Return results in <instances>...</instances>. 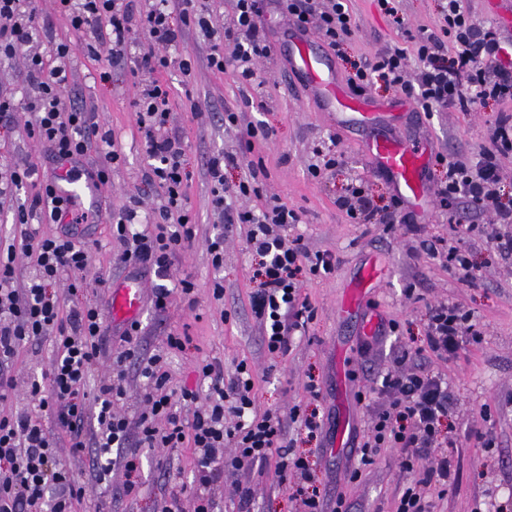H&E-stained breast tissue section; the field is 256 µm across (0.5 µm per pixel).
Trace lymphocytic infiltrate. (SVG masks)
Returning <instances> with one entry per match:
<instances>
[{
  "mask_svg": "<svg viewBox=\"0 0 512 512\" xmlns=\"http://www.w3.org/2000/svg\"><path fill=\"white\" fill-rule=\"evenodd\" d=\"M132 0H0V59L24 55L27 62L23 101L0 95V124L24 121L29 136L49 147L56 163H75L90 149L103 152L104 162L91 176L98 186H108L112 170L123 156L112 133L95 112L76 101H67L70 64L76 52L93 56L99 45L110 49L101 82L112 79L116 69L129 71L137 93L131 103L136 124L151 164L145 179L160 191L146 229L132 224L142 200L129 196L112 236L123 247L125 262L152 271L158 282L153 289L156 311H166L173 297L195 309L194 284L174 278V259L199 238L185 192L190 175L186 149L180 137L169 135L171 92L163 75L179 68L190 76V54L183 44L187 30H195L210 43L206 58L211 70L231 73L245 87L261 86L257 62L271 54L265 27L267 9L314 32L334 53H341L356 33L349 0H234L224 26H214L209 0H150L147 9L133 14ZM393 25L407 32L409 47L378 51L372 59L351 62L348 85L365 92L382 82L395 92L413 97L424 114L449 109L470 112L488 100L512 99V68L497 53L505 43L499 30L474 20L461 0H446L436 29L409 31L403 16L390 0H379ZM62 16L81 44L58 42L51 58L34 52L31 45L41 14ZM140 28L144 41L131 37ZM224 129L233 134L239 149L210 156L205 164L211 186V206L216 232L203 237L214 268L224 266V241L237 228H245L246 248L254 261L251 310L262 327L269 354L283 355L296 337L307 335L316 312L302 292V278L335 272L340 260L329 250H310L302 236H289L299 224V213L278 198L263 199L261 167L229 187L224 171L240 165L259 138H269L264 127L246 123L242 113L224 112ZM488 146L477 162L448 158L437 153V165L446 175L436 184L440 204L455 200L460 210L449 212V222L465 224L479 232L494 250L512 256V203L504 202L498 174L499 160L512 154V114L501 113L490 126ZM33 165L0 167V210H10L20 228V241L0 254V512H75L76 503L89 498V488L75 481L58 454L67 445L72 454L94 451V470L105 475L120 462L122 493L139 496V451L143 448H193L197 451L193 480L178 486L156 512H217L218 490L228 471L257 477L275 475L279 483L294 488L300 512H349L344 497H336L325 510L309 463L291 452L289 424H298L307 438L321 433L319 411L293 408L289 415L261 409L256 403L255 375L239 363L232 378L224 365L200 360L195 371L207 391L188 385L173 386L163 354L142 356L139 322L128 323L120 333L113 355L111 376L88 390L90 377L101 365L109 338L101 307L77 301L88 285L106 287L103 276L85 277L91 265L90 242L77 239L78 225L96 223L97 211L85 210L75 199L57 195L55 179L40 183L30 199L16 203L18 190L31 183ZM260 198L256 208H240L233 196ZM351 223L378 222L363 179L355 178L337 199ZM491 213L495 223L476 225L471 216ZM43 224L52 233H40ZM26 256L33 269L27 284H19L14 262ZM482 333L472 316L453 304L427 309L424 343L435 357L454 356L464 346L480 342ZM53 342L48 368L32 380V408H15L16 380L9 365L26 344L43 339ZM408 352L381 377L382 399L372 417L371 434L356 452L359 465L351 472L358 480L364 467L374 463L384 448L396 449L403 470L423 466L422 478L405 488L394 512H432L427 489L447 488L453 462L448 440L440 426L457 407L445 375L409 366ZM137 365L143 387L135 413L124 407L127 392L121 383L126 363Z\"/></svg>",
  "mask_w": 512,
  "mask_h": 512,
  "instance_id": "obj_1",
  "label": "lymphocytic infiltrate"
}]
</instances>
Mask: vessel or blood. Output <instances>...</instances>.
Returning <instances> with one entry per match:
<instances>
[{
  "mask_svg": "<svg viewBox=\"0 0 512 512\" xmlns=\"http://www.w3.org/2000/svg\"><path fill=\"white\" fill-rule=\"evenodd\" d=\"M288 68L297 73L310 94L329 112L333 124L345 123L354 117L361 123L375 120L374 105L367 98L354 93L333 73L325 54L319 52L310 34L299 31L288 36ZM367 157L382 172L392 178L402 202L407 208L423 207L429 188L422 179V170L433 157L428 142H410L389 133L370 138L364 143ZM60 196H75L97 204L99 190L95 182L64 179L56 188ZM376 278L373 266H366L360 282L343 296L340 306L344 311L356 310L366 291ZM141 304L139 288L125 286L112 293V311L115 316L127 318L137 312Z\"/></svg>",
  "mask_w": 512,
  "mask_h": 512,
  "instance_id": "obj_1",
  "label": "vessel or blood"
}]
</instances>
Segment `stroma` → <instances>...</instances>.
<instances>
[{
  "mask_svg": "<svg viewBox=\"0 0 512 512\" xmlns=\"http://www.w3.org/2000/svg\"><path fill=\"white\" fill-rule=\"evenodd\" d=\"M357 25L354 40L345 57H331L338 76H345L348 60H357L377 50L403 45L404 39L381 11L377 0H350ZM270 41L276 51L263 61L259 72L261 88L253 90L252 103H245L242 90L228 74L213 72L206 64L209 44L198 32H190L185 46L195 60L191 77L179 71L168 74L173 112L169 131L186 142V167L190 173L186 193L201 233H211L214 218L210 184L204 174L207 156L234 150L236 142L225 134L220 113L230 109L242 112L245 121L271 128L272 136L257 142L254 155L265 168L264 192L280 199L301 215L296 233L302 234L313 250H331L340 258L336 271L326 277L305 280L303 293L317 311L307 336L295 339L288 353L270 356L262 343L261 329L254 317L249 295L252 260L245 249L243 234L224 243V266L214 269L203 242H196L178 255L173 268L195 284L197 306L188 310L180 298H173L166 311H155L149 300L154 275L135 276L121 253L122 246L111 237V224L127 196L138 195L143 205L138 211L135 230H142L151 208L159 201L158 190L148 184L143 173L150 160L137 130L131 102L136 88L124 70L112 73L109 83H101L98 72L108 58L107 46H98L97 57L76 53L72 63L71 89L82 94L89 109L100 121L124 156L112 172V186L99 197L98 223L84 225L86 240L97 242L91 273H104L108 285L88 289L84 297L111 313V290L122 283L138 282L144 299L136 314L141 324L143 354L158 350L170 330L187 329L189 341L184 351H169L167 368L175 381L194 383L196 360L221 361L225 377H233L239 362H247L257 373L254 392L260 408L288 413L294 406L332 411L334 417L351 413L352 436L361 439L371 421V408L380 397L374 380L393 367L399 350L417 353L424 346L425 314L428 305L456 303L469 310L483 336L480 343L468 345L448 360L431 359L432 370L445 374L458 398V409L444 421L442 433L452 443L448 454L454 461L456 479L447 495L434 497V512H473L476 505L491 501L499 512H512V257L494 251L481 238L453 229L440 213L436 202H429L418 214L425 236H440L451 245L469 250L470 281H462L455 270L439 260L416 251V238L404 228L383 232L381 227L350 223L337 205L351 179L362 177L375 205L384 206L394 195L392 180L375 172L367 163L362 144L366 138L387 132L385 122L362 128H333L327 113L303 90L288 70L283 55L279 17L267 20ZM512 112V100L488 102L470 112L448 110L432 116L420 115L410 105L407 124L401 134L406 139H426L435 150L466 161H477L485 144L484 133L499 113ZM336 144L347 162L312 179L307 171L314 163L316 148ZM34 164V182L50 177L52 166L44 144L30 138L23 123L0 126V163ZM377 262L382 273L373 286L367 311L341 313L342 295L368 262ZM224 282V302L211 298L214 280ZM382 320H396L397 335L385 337L369 355H362L360 331L365 312ZM52 353L51 342L26 345L17 357L13 372L20 395L18 405H27L25 395L31 379L46 370ZM322 387L321 400L310 399L304 390L308 377ZM363 390L365 402H357L355 390ZM488 434L491 445H482L477 433ZM294 454L307 457L321 490L329 496L344 495L350 512H392L403 487L416 480V473L399 467L395 449H382L375 464L360 479L350 481L349 471L356 459L350 449L331 450L329 443L308 440L289 426ZM140 479L145 493L137 498L123 496L120 467H113L106 482L95 483L92 453L80 456L63 452L76 479L96 488L92 500L84 502L83 512H154L171 487L190 484L195 453L190 448L173 450L144 448L140 451ZM255 512H299L288 485L273 479L254 483Z\"/></svg>",
  "mask_w": 512,
  "mask_h": 512,
  "instance_id": "1",
  "label": "stroma"
}]
</instances>
